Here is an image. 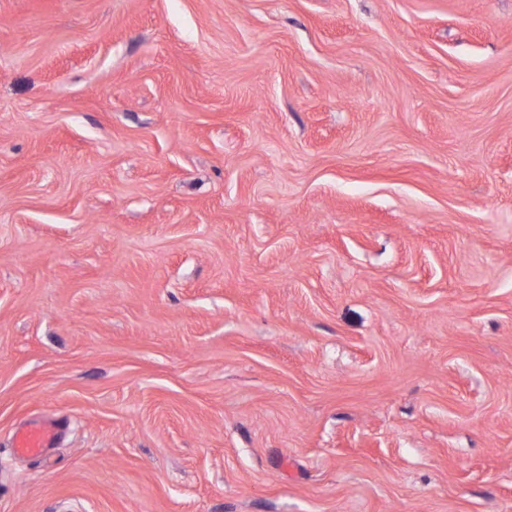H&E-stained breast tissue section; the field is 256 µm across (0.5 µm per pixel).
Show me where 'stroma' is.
I'll return each instance as SVG.
<instances>
[{
	"label": "stroma",
	"mask_w": 512,
	"mask_h": 512,
	"mask_svg": "<svg viewBox=\"0 0 512 512\" xmlns=\"http://www.w3.org/2000/svg\"><path fill=\"white\" fill-rule=\"evenodd\" d=\"M0 512H512V0H0ZM57 425L44 420L32 423L17 431L13 438L15 452L21 456L41 455L57 438Z\"/></svg>",
	"instance_id": "1"
}]
</instances>
